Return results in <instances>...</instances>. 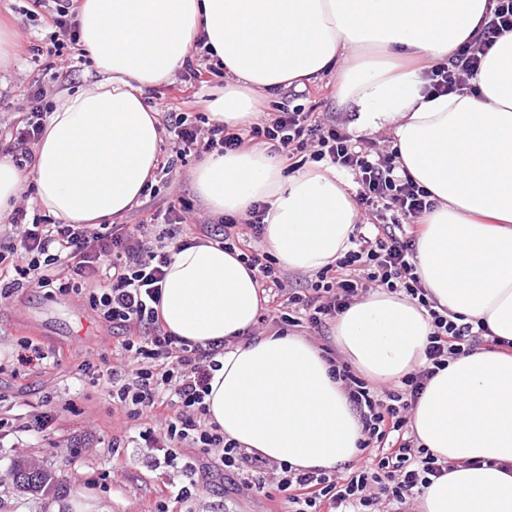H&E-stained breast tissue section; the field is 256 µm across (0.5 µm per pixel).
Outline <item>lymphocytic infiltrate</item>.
Here are the masks:
<instances>
[{
  "label": "lymphocytic infiltrate",
  "mask_w": 512,
  "mask_h": 512,
  "mask_svg": "<svg viewBox=\"0 0 512 512\" xmlns=\"http://www.w3.org/2000/svg\"><path fill=\"white\" fill-rule=\"evenodd\" d=\"M29 2L32 16L50 30L48 38L33 47L34 56L69 61L79 41L74 0ZM509 30L512 0H496L492 16L481 22L451 62L427 71L428 91L464 89L483 52ZM24 95L28 110L23 119L0 127V142H6L7 154L23 170L32 165L31 146L42 135L47 116L39 81L30 82ZM203 120L198 113H163L173 152L158 160V175L172 179L178 161L192 153H225L260 142L289 160L305 151L315 161L329 160L357 186L367 231L355 238L353 250L321 269L303 293L288 291L274 258L255 248L265 230L266 204L252 205L239 218L228 215L223 223L201 225L203 236L239 253L255 271L268 303V331L283 336L305 323L321 327L376 288L402 293L431 320L426 364L405 376L400 387L372 386L344 363L334 369L362 426L359 447L365 458L360 467L332 474L296 469L247 452L208 424L205 398L212 373L220 368L217 356L223 347L214 343L204 349L173 336L160 314L161 284L175 238L169 226L183 221L175 207L135 225L61 224L28 217L26 208L17 207L10 221L19 241L0 245V298L25 286L44 289L50 297L85 290L90 307L111 323L122 351L134 363L130 369L109 371L113 406L127 418L144 420L137 445L148 450L151 466L182 463L185 482L173 493L176 501L192 500L202 462L225 479L242 478L244 486L259 493L268 480H276L289 512H375L407 504L431 478L449 470L447 462L419 445L410 428L409 414L427 382L450 359L477 345L489 351L504 347L496 337L479 336L471 325L449 319L421 282L414 258L420 220L433 207L428 191L400 173L395 150L372 138H355L343 123L300 107H282L261 122L237 129L219 123L206 128ZM161 221L166 224L162 230L157 227ZM102 279L107 287H99Z\"/></svg>",
  "instance_id": "lymphocytic-infiltrate-1"
}]
</instances>
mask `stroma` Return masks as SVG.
I'll list each match as a JSON object with an SVG mask.
<instances>
[{
    "mask_svg": "<svg viewBox=\"0 0 512 512\" xmlns=\"http://www.w3.org/2000/svg\"><path fill=\"white\" fill-rule=\"evenodd\" d=\"M27 5V0H0V23L12 25L18 34L16 62L0 85V122L5 124L24 117L27 102L20 89L31 75H38L50 102L97 78L85 59H74L66 75L58 66L31 59L29 46L41 43L47 31L26 15ZM198 162V156H188L179 163L175 181L154 180L152 194L142 197L124 223H139L143 209L164 210L182 198L192 209L177 225V236L197 237V224L211 219L190 179ZM25 337L44 351H63V361L18 363L19 343ZM111 354L112 326L97 316L84 295L50 298L42 289L25 287L0 299V419L8 423V434L0 439V512H47L52 501L77 491L94 497L103 512H155L166 488L181 486L179 466L151 467L143 452L132 447L142 424L115 413L108 383L93 384L81 377L87 356ZM45 412L55 419L40 433L33 423ZM116 439L121 442L117 449L112 446ZM21 459L36 460L52 472L55 491L35 494L17 488L10 471ZM191 507L193 512H288L281 496L252 494L220 475L202 484Z\"/></svg>",
    "mask_w": 512,
    "mask_h": 512,
    "instance_id": "1",
    "label": "stroma"
}]
</instances>
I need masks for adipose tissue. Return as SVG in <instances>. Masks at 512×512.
<instances>
[{"label": "adipose tissue", "instance_id": "adipose-tissue-1", "mask_svg": "<svg viewBox=\"0 0 512 512\" xmlns=\"http://www.w3.org/2000/svg\"><path fill=\"white\" fill-rule=\"evenodd\" d=\"M490 0H79L80 47L98 73L63 96L31 171L0 158V215L34 182L40 209L66 224L118 220L157 168L160 129L148 89L168 81L205 37L226 84L210 105L234 127L255 98L329 74L360 132L387 131L399 165L431 195L416 264L457 323L512 342V32L481 57L467 89L427 92L489 16ZM194 188L214 215L268 204L265 239L279 263L315 272L351 247L360 214L332 164L285 173L263 150L210 153ZM168 331L224 342L205 398L226 439L277 462L333 472L355 461L361 425L325 352L299 335L241 337L261 311L254 274L212 241L171 254L160 305ZM423 308L382 290L338 315L333 343L353 365L397 384L424 366ZM410 425L454 470L417 496V512H512V354L477 349L426 384Z\"/></svg>", "mask_w": 512, "mask_h": 512}]
</instances>
